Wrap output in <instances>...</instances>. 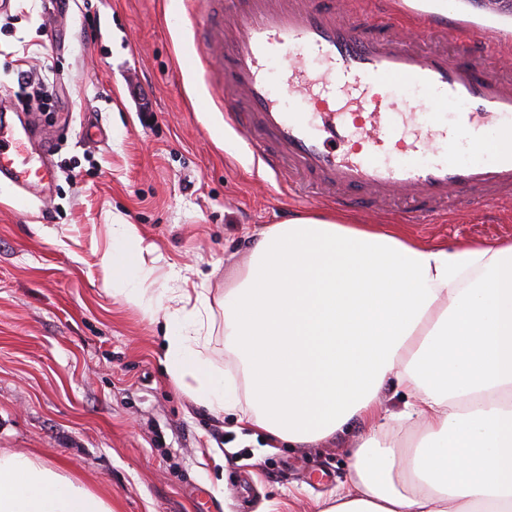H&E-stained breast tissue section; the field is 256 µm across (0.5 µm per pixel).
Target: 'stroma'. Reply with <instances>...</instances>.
<instances>
[{"label":"stroma","instance_id":"stroma-1","mask_svg":"<svg viewBox=\"0 0 512 512\" xmlns=\"http://www.w3.org/2000/svg\"><path fill=\"white\" fill-rule=\"evenodd\" d=\"M55 2L0 13V101L32 56L60 72L55 111L0 112V126L47 138L55 171L46 203L0 185V452L61 470L113 512H318L349 486L371 426L273 446L237 413L195 403L165 372V305L147 313L115 295L95 252L122 214L153 246L147 294L178 271L205 283L220 321L254 237L335 205L315 188L290 194L243 151L193 64L197 18L183 0ZM407 209L397 198L355 221L428 245L512 238V201L458 202L427 224L404 223Z\"/></svg>","mask_w":512,"mask_h":512}]
</instances>
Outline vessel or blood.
<instances>
[{"mask_svg":"<svg viewBox=\"0 0 512 512\" xmlns=\"http://www.w3.org/2000/svg\"><path fill=\"white\" fill-rule=\"evenodd\" d=\"M205 22L194 41L224 122L267 173L288 170L325 189L343 208L379 209L393 194L409 202L408 222L426 220L459 198H512V80L486 77L480 63L512 46L464 19L412 14L402 0H375L365 18H342L318 0H195ZM462 37L470 60L419 54L402 41L405 22ZM300 96L287 108L271 80ZM421 97L412 104L403 89ZM500 136L472 162L454 161L460 142L485 126ZM32 145L0 130V178L49 194L48 166L30 165Z\"/></svg>","mask_w":512,"mask_h":512,"instance_id":"1","label":"vessel or blood"}]
</instances>
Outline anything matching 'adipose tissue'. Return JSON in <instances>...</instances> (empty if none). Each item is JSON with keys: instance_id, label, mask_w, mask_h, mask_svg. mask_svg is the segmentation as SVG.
Segmentation results:
<instances>
[{"instance_id": "ef3b65f1", "label": "adipose tissue", "mask_w": 512, "mask_h": 512, "mask_svg": "<svg viewBox=\"0 0 512 512\" xmlns=\"http://www.w3.org/2000/svg\"><path fill=\"white\" fill-rule=\"evenodd\" d=\"M99 264L126 302L151 309L144 239L115 217ZM165 369L197 403L295 446L372 424L394 380V428L353 452V490L322 512H512V240L424 245L400 229L305 213L272 224L224 290L170 272ZM241 381L212 368L216 327ZM420 423L405 441L399 424ZM0 512H112L80 481L0 453Z\"/></svg>"}]
</instances>
